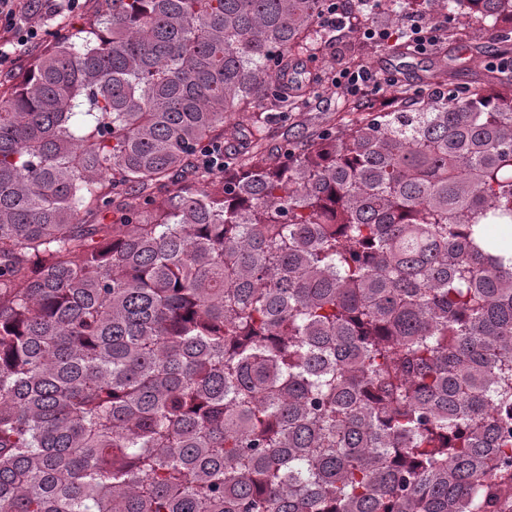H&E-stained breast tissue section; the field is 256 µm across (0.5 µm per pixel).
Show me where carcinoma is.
Segmentation results:
<instances>
[{
  "label": "carcinoma",
  "mask_w": 512,
  "mask_h": 512,
  "mask_svg": "<svg viewBox=\"0 0 512 512\" xmlns=\"http://www.w3.org/2000/svg\"><path fill=\"white\" fill-rule=\"evenodd\" d=\"M420 1L437 95L277 155L254 112L221 170L331 0H98L0 83V512H512V62L452 66L512 0H365L346 63ZM491 54L492 53L490 51L489 54L472 57L470 59L465 58L467 57V54L461 55L460 62L462 63L463 67L457 73V82L459 84H468L472 82L478 74L482 73L485 68H487V66L492 64L493 59L496 58V55Z\"/></svg>",
  "instance_id": "carcinoma-1"
}]
</instances>
